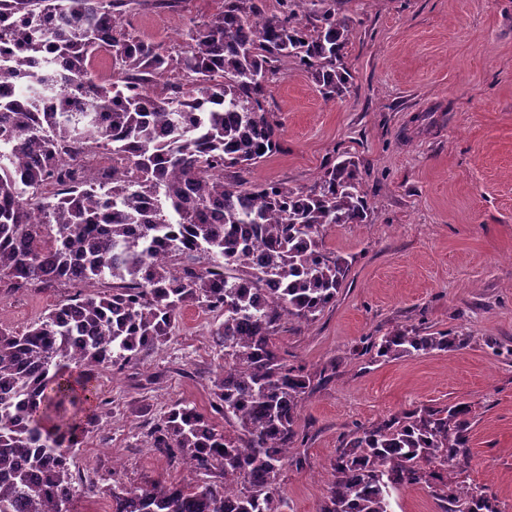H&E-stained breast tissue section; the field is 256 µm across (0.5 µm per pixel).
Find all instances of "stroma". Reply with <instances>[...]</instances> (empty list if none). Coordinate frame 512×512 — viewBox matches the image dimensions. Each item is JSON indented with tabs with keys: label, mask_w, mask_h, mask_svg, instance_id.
Returning a JSON list of instances; mask_svg holds the SVG:
<instances>
[{
	"label": "stroma",
	"mask_w": 512,
	"mask_h": 512,
	"mask_svg": "<svg viewBox=\"0 0 512 512\" xmlns=\"http://www.w3.org/2000/svg\"><path fill=\"white\" fill-rule=\"evenodd\" d=\"M222 0H138L124 25L178 53L188 18ZM355 22L344 96L326 100L289 66L269 85L280 150L254 181L309 186L335 158L356 161L372 213L331 225L324 241L349 263L335 303L306 324L284 319L276 344L290 364L326 372L304 395L300 467L281 475L288 512H319L341 441L358 426L415 408L466 403L468 463L442 468L449 486L477 487L512 512V0H336ZM69 288L0 290V325L22 330ZM211 314H180L172 336L136 365L99 373L101 405L76 454L91 473L71 512L109 504L107 487L187 480L155 453L152 425L176 400L210 408L224 348ZM403 327L445 331L447 352L385 361L367 337Z\"/></svg>",
	"instance_id": "obj_1"
}]
</instances>
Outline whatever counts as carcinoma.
<instances>
[{
  "label": "carcinoma",
  "mask_w": 512,
  "mask_h": 512,
  "mask_svg": "<svg viewBox=\"0 0 512 512\" xmlns=\"http://www.w3.org/2000/svg\"><path fill=\"white\" fill-rule=\"evenodd\" d=\"M130 0H0V285H59L77 294L24 332L0 326V512H70L81 415L99 408L94 375L120 371L173 334L181 311L215 314L224 345L211 414L173 402L149 432L153 450L191 478L110 494L111 512H285L282 470L299 437L312 377L274 342L286 316L310 324L333 302L349 264L324 227L365 224L371 206L346 158L306 188L243 174L279 148L266 106L288 62L327 99L348 92L354 22L321 0H224L189 20L172 58L123 25ZM112 49V80L93 73ZM174 70L161 92L149 84ZM104 147L112 176L70 168ZM450 333L402 329L375 340L379 358L446 351ZM470 409H416L343 440L321 512H392V493L441 479L468 452ZM236 426L230 436L214 416ZM444 512H499L464 486Z\"/></svg>",
  "instance_id": "obj_1"
}]
</instances>
